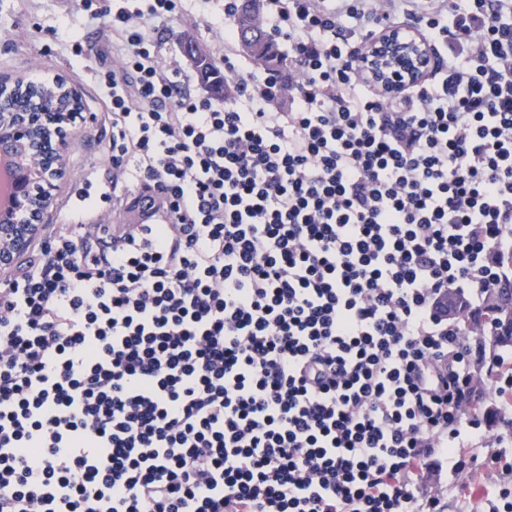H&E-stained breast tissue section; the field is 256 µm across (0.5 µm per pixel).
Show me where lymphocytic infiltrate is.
Segmentation results:
<instances>
[{
	"label": "lymphocytic infiltrate",
	"instance_id": "lymphocytic-infiltrate-1",
	"mask_svg": "<svg viewBox=\"0 0 512 512\" xmlns=\"http://www.w3.org/2000/svg\"><path fill=\"white\" fill-rule=\"evenodd\" d=\"M115 197L165 221L52 224L0 288V512H434L420 462L480 438V342L512 245V0H268L292 107L225 55L223 100L164 64L178 0H75ZM411 18L432 79L357 57ZM153 193L145 189L136 191L123 197L121 207L123 216L133 224H154L162 218L156 212V205L150 199Z\"/></svg>",
	"mask_w": 512,
	"mask_h": 512
}]
</instances>
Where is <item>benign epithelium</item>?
Listing matches in <instances>:
<instances>
[{"label":"benign epithelium","mask_w":512,"mask_h":512,"mask_svg":"<svg viewBox=\"0 0 512 512\" xmlns=\"http://www.w3.org/2000/svg\"><path fill=\"white\" fill-rule=\"evenodd\" d=\"M436 66L424 34L406 26L381 29L359 57L365 77L391 98L402 97ZM0 99V158L11 166V208L0 216V280L6 281L41 237L44 215L67 175L69 147L64 126L72 112H3Z\"/></svg>","instance_id":"obj_1"}]
</instances>
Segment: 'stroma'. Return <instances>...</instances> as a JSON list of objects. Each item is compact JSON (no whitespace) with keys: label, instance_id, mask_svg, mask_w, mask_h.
Masks as SVG:
<instances>
[{"label":"stroma","instance_id":"1","mask_svg":"<svg viewBox=\"0 0 512 512\" xmlns=\"http://www.w3.org/2000/svg\"><path fill=\"white\" fill-rule=\"evenodd\" d=\"M224 0H210L200 10L196 0H181L177 17L163 33V55L167 63L186 68L181 49L183 34L194 36L212 60L224 57L222 34ZM102 24H88L66 15L63 0H0V74H25L28 80L48 82L60 76L77 86L85 113L100 112L95 84L77 81L75 72L82 56H75L73 44H81L82 55L100 53L105 45ZM112 134L109 123L78 128L67 155L68 177L58 195L66 197L79 181L109 176L112 167L103 157ZM97 165H90V158ZM479 400L475 414L481 422L485 447L465 454L461 470H453L445 451L439 450L422 462L421 494L434 498L437 512H486L493 487L483 479L494 470L500 481L512 483V403L491 398L489 387L476 386Z\"/></svg>","mask_w":512,"mask_h":512}]
</instances>
